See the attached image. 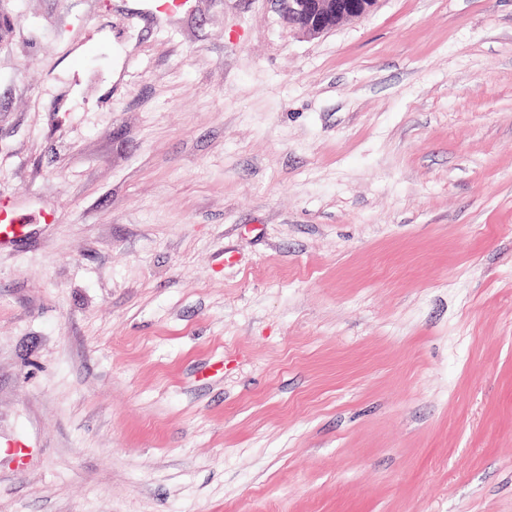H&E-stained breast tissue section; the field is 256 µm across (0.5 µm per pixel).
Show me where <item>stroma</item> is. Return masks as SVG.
I'll return each instance as SVG.
<instances>
[{
	"label": "stroma",
	"instance_id": "obj_1",
	"mask_svg": "<svg viewBox=\"0 0 512 512\" xmlns=\"http://www.w3.org/2000/svg\"><path fill=\"white\" fill-rule=\"evenodd\" d=\"M0 512H512V0H0ZM282 20L308 38L319 37L341 23L360 20L382 0H271Z\"/></svg>",
	"mask_w": 512,
	"mask_h": 512
}]
</instances>
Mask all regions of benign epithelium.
<instances>
[{
  "instance_id": "7a95c632",
  "label": "benign epithelium",
  "mask_w": 512,
  "mask_h": 512,
  "mask_svg": "<svg viewBox=\"0 0 512 512\" xmlns=\"http://www.w3.org/2000/svg\"><path fill=\"white\" fill-rule=\"evenodd\" d=\"M381 0H275L282 20L294 31L315 38L338 25L360 20Z\"/></svg>"
}]
</instances>
